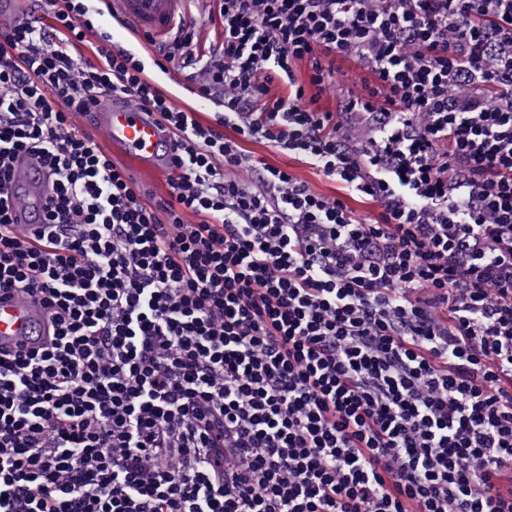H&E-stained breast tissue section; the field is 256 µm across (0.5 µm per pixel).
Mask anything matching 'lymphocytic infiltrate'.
<instances>
[{"instance_id": "lymphocytic-infiltrate-1", "label": "lymphocytic infiltrate", "mask_w": 512, "mask_h": 512, "mask_svg": "<svg viewBox=\"0 0 512 512\" xmlns=\"http://www.w3.org/2000/svg\"><path fill=\"white\" fill-rule=\"evenodd\" d=\"M216 2V50L190 22L151 50L205 123L86 0L0 23V290L55 325L0 355V512H512V98L484 93L512 90V0ZM328 59L369 76L335 113ZM114 95L171 131L166 195L86 131ZM23 153L52 177L36 233ZM246 153L262 158L266 163L287 170L297 180L306 183L313 191L329 200L343 199L352 210V215L358 221L374 220L380 211L377 204L371 200L350 195L345 185L326 177L318 168L298 157L281 153L260 140H247L242 143Z\"/></svg>"}]
</instances>
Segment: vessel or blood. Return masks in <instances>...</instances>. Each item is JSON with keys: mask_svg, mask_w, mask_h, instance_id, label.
Here are the masks:
<instances>
[{"mask_svg": "<svg viewBox=\"0 0 512 512\" xmlns=\"http://www.w3.org/2000/svg\"><path fill=\"white\" fill-rule=\"evenodd\" d=\"M185 0H112L118 25L130 36L158 40L171 36L181 19ZM95 127L113 148L138 167L163 170L174 153L169 133L156 117L119 97L100 103L93 114ZM22 177L12 187L19 199L14 220L23 227L41 229L44 207L51 194L47 169L37 160L22 157ZM52 322L42 301L26 292L0 293V351L7 354L37 349L51 335Z\"/></svg>", "mask_w": 512, "mask_h": 512, "instance_id": "vessel-or-blood-1", "label": "vessel or blood"}]
</instances>
